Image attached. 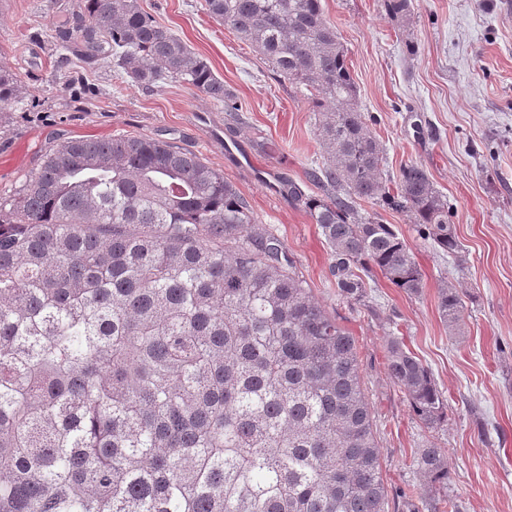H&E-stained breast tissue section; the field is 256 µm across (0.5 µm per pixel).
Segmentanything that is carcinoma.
<instances>
[{"instance_id": "1", "label": "carcinoma", "mask_w": 512, "mask_h": 512, "mask_svg": "<svg viewBox=\"0 0 512 512\" xmlns=\"http://www.w3.org/2000/svg\"><path fill=\"white\" fill-rule=\"evenodd\" d=\"M82 55L132 81L166 76L237 111L224 80L138 0H82ZM209 14L310 92L325 150L284 192L319 225L346 297L377 269L416 295L411 247L356 200L462 251L428 172L384 179L347 52L321 0H206ZM19 95L0 69V116ZM464 301L438 293L458 327ZM390 377L428 428L448 407L403 341ZM417 467L448 479L442 448ZM354 337L316 302L280 240L196 154L142 136L72 139L0 199V512H384Z\"/></svg>"}]
</instances>
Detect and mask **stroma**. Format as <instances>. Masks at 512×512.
Returning a JSON list of instances; mask_svg holds the SVG:
<instances>
[{"label":"stroma","mask_w":512,"mask_h":512,"mask_svg":"<svg viewBox=\"0 0 512 512\" xmlns=\"http://www.w3.org/2000/svg\"><path fill=\"white\" fill-rule=\"evenodd\" d=\"M0 10V68L22 94L0 124V198L13 196L47 150L79 138L142 135L196 153L248 201L277 236L313 297L354 337L374 421L387 512H406L420 493L455 498L460 512H512V0H408L405 15L383 0H322L347 51L358 102L384 148V171L426 169L448 201L463 245L442 253L406 214L358 202L412 248L424 288L409 295L372 271L364 297L339 295L318 226L279 187L313 191L307 174L324 149L306 90L214 20L204 0H139L224 81L237 111H225L181 80L147 88L109 68L53 51L73 27L80 0H7ZM464 301L460 330L438 312V292ZM400 338L444 393V421L427 428L387 369ZM447 455L448 480L431 483L419 449Z\"/></svg>","instance_id":"1"}]
</instances>
